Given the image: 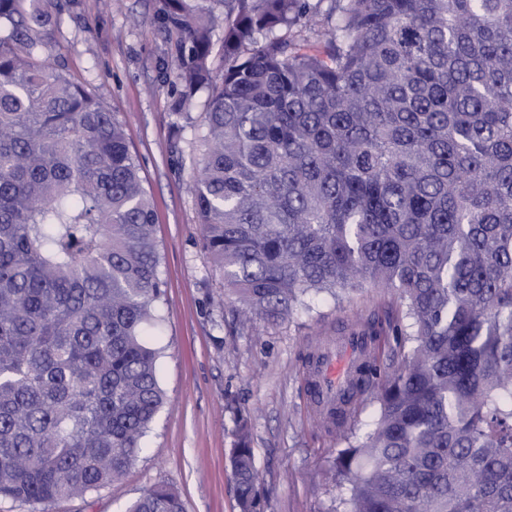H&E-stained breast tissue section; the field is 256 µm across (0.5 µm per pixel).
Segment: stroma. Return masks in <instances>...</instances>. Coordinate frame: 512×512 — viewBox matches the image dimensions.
Returning <instances> with one entry per match:
<instances>
[{
    "mask_svg": "<svg viewBox=\"0 0 512 512\" xmlns=\"http://www.w3.org/2000/svg\"><path fill=\"white\" fill-rule=\"evenodd\" d=\"M157 0H67L41 36L42 59L62 69L114 113L156 211L165 283L162 321L148 339L158 349L165 402L127 476L85 500L47 512H126L158 485L176 489L185 512H238L229 450L236 413L248 416L267 512H330L344 488L332 462L339 436L308 412L303 376L316 341L366 320L387 328L395 301L368 289L336 305L327 294L292 320L243 323L201 243L192 178L201 163L204 94L187 117L171 110L175 39Z\"/></svg>",
    "mask_w": 512,
    "mask_h": 512,
    "instance_id": "35a3bbf8",
    "label": "stroma"
}]
</instances>
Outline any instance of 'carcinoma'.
<instances>
[{
	"mask_svg": "<svg viewBox=\"0 0 512 512\" xmlns=\"http://www.w3.org/2000/svg\"><path fill=\"white\" fill-rule=\"evenodd\" d=\"M61 0H0V499L122 480L164 404L153 202L124 125L40 59ZM228 297L277 323L382 288L398 365L357 386L333 512H512V0H158ZM222 30L215 47L216 30ZM224 62L212 81L215 58ZM239 512H264L248 420ZM127 512H184L158 485Z\"/></svg>",
	"mask_w": 512,
	"mask_h": 512,
	"instance_id": "carcinoma-1",
	"label": "carcinoma"
}]
</instances>
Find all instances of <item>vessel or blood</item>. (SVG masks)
I'll return each instance as SVG.
<instances>
[{
	"label": "vessel or blood",
	"mask_w": 512,
	"mask_h": 512,
	"mask_svg": "<svg viewBox=\"0 0 512 512\" xmlns=\"http://www.w3.org/2000/svg\"><path fill=\"white\" fill-rule=\"evenodd\" d=\"M370 350L367 338L357 334L341 336L325 346L304 378L308 408L314 417L330 412L348 394L350 382Z\"/></svg>",
	"instance_id": "b4317fda"
}]
</instances>
